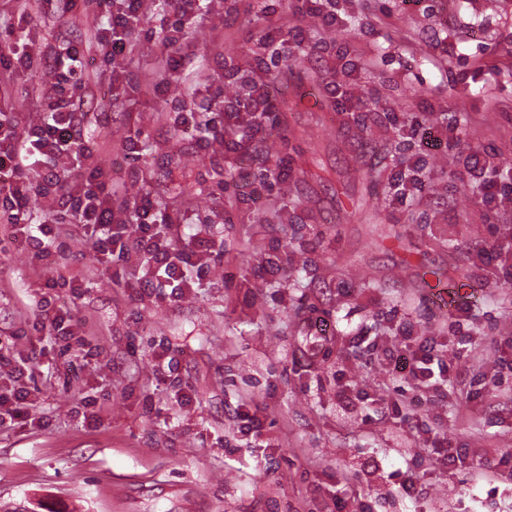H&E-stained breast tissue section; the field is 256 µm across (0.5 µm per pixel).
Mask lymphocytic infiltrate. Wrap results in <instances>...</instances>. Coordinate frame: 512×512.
Instances as JSON below:
<instances>
[{"mask_svg": "<svg viewBox=\"0 0 512 512\" xmlns=\"http://www.w3.org/2000/svg\"><path fill=\"white\" fill-rule=\"evenodd\" d=\"M213 0H175L176 19L161 23L162 50L149 86L167 85L172 74L182 69V58L174 53L183 26L195 12ZM82 14L102 16L107 27L98 29L96 44L109 61L132 50L148 13L145 0H69ZM40 8L39 0H24L17 14V40L8 53L0 54V66L30 68L35 61L55 63V81L41 101L42 117L24 132H17L11 113H0V223L4 224L13 251L46 263H54L66 243L59 227L73 225L89 241L98 259H118L139 273L140 287L150 289L155 301L178 299L189 290L188 269L208 271L222 258L216 250L208 225H200L190 246H177L180 227L162 212L154 199L143 195L127 204L112 177L102 166L85 168L80 180L62 177L59 165L72 158L76 143L77 76L83 71L80 50L66 43L37 42L26 23ZM272 106L266 84L237 80L236 91L225 97L217 117L201 129L199 147L212 151L222 146L225 154L240 153L243 143L262 144V116ZM40 198L49 208L42 223L31 221L29 204ZM398 346L387 360L394 371L407 372L420 396L443 395L436 374L447 373L449 365L436 354L431 338L413 336L403 328Z\"/></svg>", "mask_w": 512, "mask_h": 512, "instance_id": "f902f5d3", "label": "lymphocytic infiltrate"}]
</instances>
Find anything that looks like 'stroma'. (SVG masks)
Instances as JSON below:
<instances>
[{"label":"stroma","instance_id":"obj_1","mask_svg":"<svg viewBox=\"0 0 512 512\" xmlns=\"http://www.w3.org/2000/svg\"><path fill=\"white\" fill-rule=\"evenodd\" d=\"M328 29L303 0H226L184 29L192 97L178 81L147 89L159 34L81 76L82 143L109 168L127 200L154 193L180 220L187 245L210 219L220 265L183 298L144 297L137 274L114 277L72 237L65 263L86 284L48 289L51 268L0 251V353L24 366L33 406L0 423V505L31 512H512V475L480 483L485 449L512 455V199L487 202L466 169L472 151L512 184V0H338ZM101 21L42 9L39 39L86 42ZM282 33L294 58L258 60L265 35ZM268 82L276 110L263 152L288 167L257 203L237 202L235 165L212 163L193 131L172 133L175 112L209 116L232 93L234 67ZM349 84L364 111L333 92ZM52 71L0 67V110L35 119ZM447 125L448 146L419 154L411 117ZM134 140L136 152L123 151ZM419 184L391 185L405 160ZM138 166L142 174L130 181ZM274 259L281 271L259 277ZM435 275L460 301L448 308ZM67 311L93 348L61 355L41 336L44 302ZM454 342L447 395L409 413L410 380L392 374L385 349L403 326ZM378 342L358 354L353 338ZM177 368L159 376L158 359ZM498 385H491V375ZM347 384L369 400L341 410ZM96 400L97 424L78 414ZM252 400L262 422L237 432L235 408ZM456 448L458 463L443 461ZM419 488L404 495L398 476Z\"/></svg>","mask_w":512,"mask_h":512}]
</instances>
